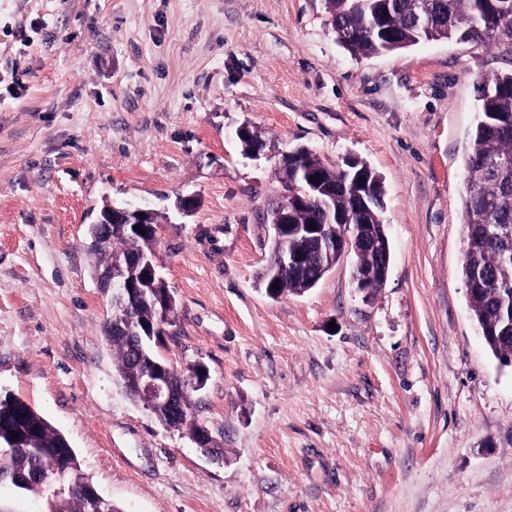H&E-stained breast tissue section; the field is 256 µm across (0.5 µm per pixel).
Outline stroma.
Here are the masks:
<instances>
[{"instance_id": "stroma-1", "label": "stroma", "mask_w": 512, "mask_h": 512, "mask_svg": "<svg viewBox=\"0 0 512 512\" xmlns=\"http://www.w3.org/2000/svg\"><path fill=\"white\" fill-rule=\"evenodd\" d=\"M510 73L504 44L351 55L322 0H0V396L57 427L119 512H512V366L461 275L466 147ZM299 146L383 178L392 263L371 298L347 258L265 293ZM107 200L159 215L180 327L156 352L207 367L191 400L220 454L117 379L89 237Z\"/></svg>"}]
</instances>
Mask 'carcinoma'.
<instances>
[{
  "instance_id": "cac0c4a2",
  "label": "carcinoma",
  "mask_w": 512,
  "mask_h": 512,
  "mask_svg": "<svg viewBox=\"0 0 512 512\" xmlns=\"http://www.w3.org/2000/svg\"><path fill=\"white\" fill-rule=\"evenodd\" d=\"M323 8L342 47L353 55L370 56L392 52L422 42L455 38L465 42L512 45V0H323ZM428 18L429 29L414 23L416 15ZM299 157L278 164L285 189L299 198L293 206L292 223L325 224L327 210L345 215L352 206L350 191L339 185L350 184L351 175L362 172L368 182H381L371 167L344 164L340 168L322 165L316 168L322 184L336 189L328 194L309 182L306 167L310 152L298 147ZM468 187L465 200V251L461 267L469 307L482 338L499 364H508L512 356V74L495 77L484 91L479 117L469 140L466 157ZM383 197L374 196L371 207L362 215L365 224H381ZM158 216L144 226L145 234L112 226V233L96 246L101 265L119 259L146 254L152 257L154 224ZM288 250L295 269L277 282L276 297L301 294L318 282V270L339 259L314 246L312 235L289 229L273 239L272 256ZM377 255L358 256L356 270L366 277L365 286L382 287L374 276ZM152 295L127 299L126 330L114 331L106 325L105 334L113 346L115 367L121 383L134 379L145 368L158 362L155 348L140 357L135 338H144L155 328L178 327L177 311L167 307L164 297L168 286L152 284ZM170 383L179 400L180 423L190 424L193 433L198 424L189 422V389L184 378L173 372ZM26 410L25 424L33 433L24 441L10 440L9 431L17 424V410ZM63 435L27 403L16 398L0 400V484L43 498L49 512H119L112 501L88 490L76 455L59 457ZM66 471L65 484L71 489L61 499L48 484L55 470Z\"/></svg>"
}]
</instances>
